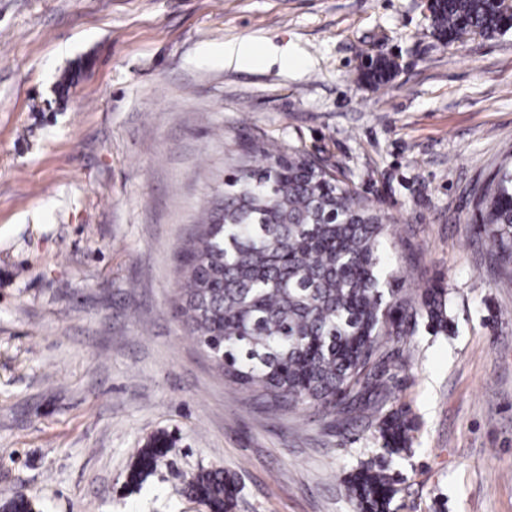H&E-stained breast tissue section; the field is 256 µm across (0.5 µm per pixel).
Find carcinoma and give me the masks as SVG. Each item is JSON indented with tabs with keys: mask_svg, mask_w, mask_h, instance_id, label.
Listing matches in <instances>:
<instances>
[{
	"mask_svg": "<svg viewBox=\"0 0 512 512\" xmlns=\"http://www.w3.org/2000/svg\"><path fill=\"white\" fill-rule=\"evenodd\" d=\"M427 10L448 43L512 29L490 0H432ZM368 59L365 79L386 84L390 58ZM253 153H240L180 254L178 313L217 372L278 407L313 405L332 416L367 406L393 378L377 359L383 340L402 342L418 317L430 334L448 333V292L425 288L418 303L406 297L399 270L385 262V214L327 167L294 148H264L259 163ZM476 210L489 249L512 265V160L495 171ZM410 432L397 410L379 418L382 454L345 472L358 512H391L399 482L392 463L408 449ZM171 451L167 434L154 436L129 483L141 486ZM187 490L211 512H224L239 492L219 469L198 471Z\"/></svg>",
	"mask_w": 512,
	"mask_h": 512,
	"instance_id": "1",
	"label": "carcinoma"
}]
</instances>
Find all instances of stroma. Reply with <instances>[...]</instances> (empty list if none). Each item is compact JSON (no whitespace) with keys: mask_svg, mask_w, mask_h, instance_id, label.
Here are the masks:
<instances>
[{"mask_svg":"<svg viewBox=\"0 0 512 512\" xmlns=\"http://www.w3.org/2000/svg\"><path fill=\"white\" fill-rule=\"evenodd\" d=\"M425 0H0V502L34 512H356L344 467L403 410L394 512H512V273L474 222L512 157V31L445 45ZM249 41L245 64L224 48ZM395 58L374 88L365 55ZM72 72L75 83L59 80ZM299 148L390 222L409 296L453 321L384 346L370 407L272 410L220 377L182 322L177 255L232 155ZM411 362L413 374L399 369ZM175 448L142 487L149 439ZM172 451V441L166 433L154 436L143 448L130 473L129 483L140 487L153 472L158 461ZM187 490L191 496L208 505L211 512H224L229 508L239 489L230 476H224L219 469H202L187 482Z\"/></svg>","mask_w":512,"mask_h":512,"instance_id":"1","label":"stroma"}]
</instances>
